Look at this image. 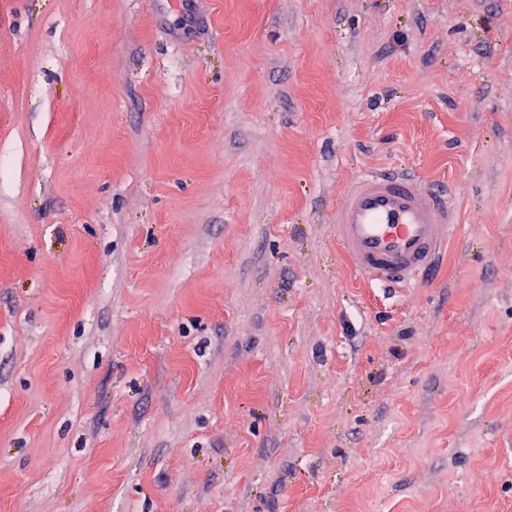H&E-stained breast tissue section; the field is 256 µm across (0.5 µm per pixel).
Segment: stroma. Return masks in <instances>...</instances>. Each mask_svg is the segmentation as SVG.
Listing matches in <instances>:
<instances>
[{"instance_id": "1", "label": "stroma", "mask_w": 512, "mask_h": 512, "mask_svg": "<svg viewBox=\"0 0 512 512\" xmlns=\"http://www.w3.org/2000/svg\"><path fill=\"white\" fill-rule=\"evenodd\" d=\"M0 512H512V0H0ZM336 243L355 273L378 288L420 282L452 233L449 204L410 174L359 176L335 212Z\"/></svg>"}]
</instances>
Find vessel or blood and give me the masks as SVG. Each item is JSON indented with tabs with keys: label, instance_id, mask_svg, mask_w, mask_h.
Wrapping results in <instances>:
<instances>
[{
	"label": "vessel or blood",
	"instance_id": "1",
	"mask_svg": "<svg viewBox=\"0 0 512 512\" xmlns=\"http://www.w3.org/2000/svg\"><path fill=\"white\" fill-rule=\"evenodd\" d=\"M336 243L355 273L379 288L420 282L454 229L449 204L410 174L359 176L335 212Z\"/></svg>",
	"mask_w": 512,
	"mask_h": 512
}]
</instances>
